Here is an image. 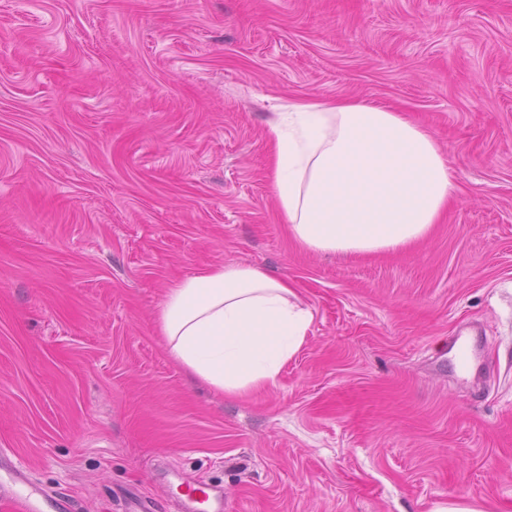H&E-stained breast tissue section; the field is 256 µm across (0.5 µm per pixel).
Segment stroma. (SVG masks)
I'll use <instances>...</instances> for the list:
<instances>
[{"label":"stroma","mask_w":512,"mask_h":512,"mask_svg":"<svg viewBox=\"0 0 512 512\" xmlns=\"http://www.w3.org/2000/svg\"><path fill=\"white\" fill-rule=\"evenodd\" d=\"M304 99L434 137L456 192L427 238L290 235L268 127ZM229 264L314 313L244 397L157 331L174 281ZM0 448L72 512H168L178 473L224 512H512V0H0Z\"/></svg>","instance_id":"obj_1"}]
</instances>
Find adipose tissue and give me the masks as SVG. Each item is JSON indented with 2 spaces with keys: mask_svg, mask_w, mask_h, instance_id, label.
<instances>
[{
  "mask_svg": "<svg viewBox=\"0 0 512 512\" xmlns=\"http://www.w3.org/2000/svg\"><path fill=\"white\" fill-rule=\"evenodd\" d=\"M269 134L281 215L308 250L405 248L429 234L454 196L438 143L382 105L300 101ZM312 321L295 290L262 269L203 266L168 289L158 331L187 372L235 396L275 386Z\"/></svg>",
  "mask_w": 512,
  "mask_h": 512,
  "instance_id": "obj_1",
  "label": "adipose tissue"
}]
</instances>
